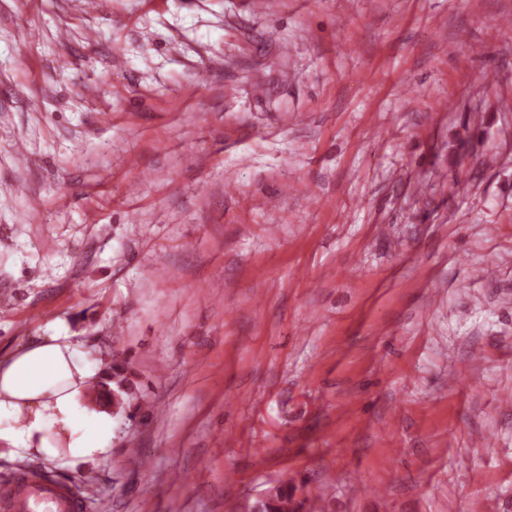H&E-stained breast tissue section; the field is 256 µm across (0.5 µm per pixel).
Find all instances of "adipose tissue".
I'll use <instances>...</instances> for the list:
<instances>
[{"label":"adipose tissue","mask_w":512,"mask_h":512,"mask_svg":"<svg viewBox=\"0 0 512 512\" xmlns=\"http://www.w3.org/2000/svg\"><path fill=\"white\" fill-rule=\"evenodd\" d=\"M102 377L70 336L49 330L0 355V458L60 466L112 457V417L88 397Z\"/></svg>","instance_id":"ef3b65f1"}]
</instances>
